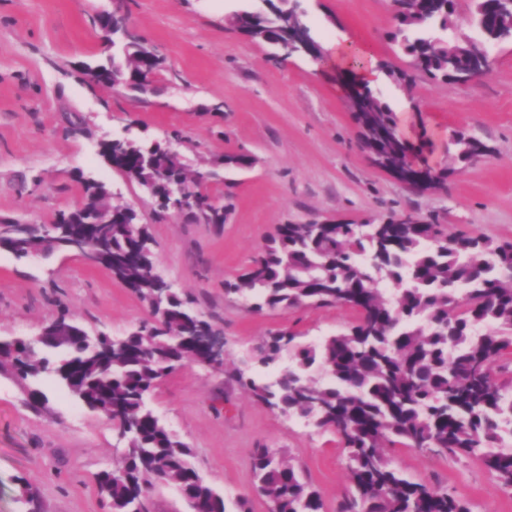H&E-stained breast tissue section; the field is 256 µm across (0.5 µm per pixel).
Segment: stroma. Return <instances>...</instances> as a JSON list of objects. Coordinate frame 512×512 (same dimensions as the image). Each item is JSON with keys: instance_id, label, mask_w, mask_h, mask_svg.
<instances>
[{"instance_id": "obj_1", "label": "stroma", "mask_w": 512, "mask_h": 512, "mask_svg": "<svg viewBox=\"0 0 512 512\" xmlns=\"http://www.w3.org/2000/svg\"><path fill=\"white\" fill-rule=\"evenodd\" d=\"M121 6L130 28L165 59L155 93L97 84L81 66L106 58L99 17ZM320 44L370 48L394 58L387 34L391 0H301ZM255 0H0V219L52 223L81 198V179L106 183L113 201L148 223L157 271L198 315L224 334V367L184 361L158 381L147 404L193 450L192 464L226 503H269L253 489L255 449L285 451L306 470L324 501L339 512L350 488L347 450L334 432L258 402L232 377L249 368L275 381L291 359L264 366L251 358L266 336L295 335L314 345L347 332L355 312L344 305L251 311L224 292L261 254L281 224L375 222L396 212L436 217L451 235L512 240V41L491 52L488 76L467 85L422 76L411 88L381 86L410 140L426 136L419 164L450 168L444 186L415 190L376 168L335 72L307 57L271 60L270 46L232 30L228 18ZM483 141L489 153L455 165L452 131ZM127 136L140 144L173 139L189 172L207 176L210 194L231 195L225 223L186 214L157 216L142 189L99 154L101 141ZM244 152L253 167L227 170L218 159ZM87 332L123 337L151 311L108 271L57 249L19 258L0 250V336L37 335L61 312ZM46 396L33 406L28 388ZM411 479L467 502L471 512H512L504 488L475 458L412 448L386 451ZM123 457L111 420L61 389L49 375L21 384L0 369V512H107L98 477ZM32 495L23 504V495Z\"/></svg>"}]
</instances>
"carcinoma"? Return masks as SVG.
I'll return each mask as SVG.
<instances>
[{
    "mask_svg": "<svg viewBox=\"0 0 512 512\" xmlns=\"http://www.w3.org/2000/svg\"><path fill=\"white\" fill-rule=\"evenodd\" d=\"M255 16L244 10L229 25L253 41L272 45L288 22L304 20L289 0ZM479 38H448L456 3L452 0H401L396 27L388 38L410 58L408 66L388 62L387 80L411 86L418 74L465 85L475 79L474 60L489 42L512 32V15L500 14L497 0H472ZM125 58L83 65L100 84L146 92L144 73H159L163 58L130 28L115 24ZM356 122L371 125L377 138L363 140L366 152L379 147L391 162L409 159L417 147L396 134V117L383 96L363 95ZM456 159L480 158L475 142L453 136ZM107 158L129 181L159 192L164 176L197 189L193 219L226 222L229 205L214 209L206 175L189 177L176 153L150 149L134 141L106 148ZM227 168H247L252 156L228 153ZM122 217L118 224L96 223L102 210ZM137 216L111 201L107 186L82 181L81 200L57 213L42 233L7 223L0 240L15 250L61 247L75 236L93 235L112 255V275L150 307L166 308L154 326L126 337L109 351L74 349L68 337L50 345L61 350L52 359L27 348L19 338H0V367L9 366L25 383L49 371L58 385L92 410L126 426L131 437L122 466L103 472L101 492L110 512H147V495L156 483L181 485L189 506L200 512H228L224 496L192 465V449L172 435L145 405L157 381L168 374L173 357L202 361L208 349L177 342L193 325L190 300L165 293L154 256H136L150 248L149 225L134 234ZM393 285V289L386 285ZM224 293L248 296L250 308H288L303 304H341L358 312L347 332L315 347L294 351V365L273 383L233 369L232 376L258 401L283 414H297L320 429L336 432L348 451L352 491L341 512H471L445 488H431L400 473L385 455L389 445L437 455L475 457L504 487L512 488V396L509 381L494 368L512 354V241L470 234L448 235L431 219L397 224H280L263 253ZM293 336L266 337L252 358L268 366L288 351ZM254 490L276 512H324L320 492L294 459L257 448L252 456Z\"/></svg>",
    "mask_w": 512,
    "mask_h": 512,
    "instance_id": "carcinoma-1",
    "label": "carcinoma"
}]
</instances>
